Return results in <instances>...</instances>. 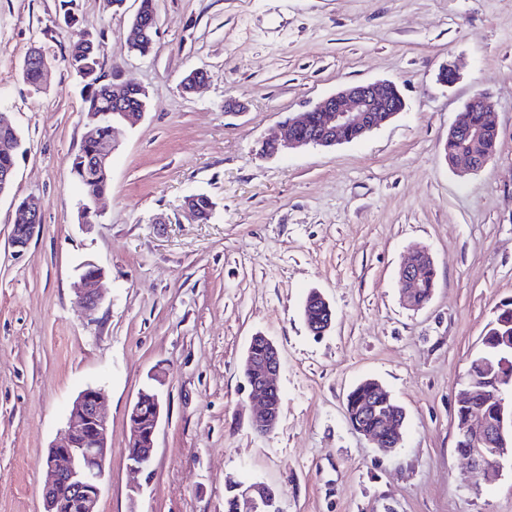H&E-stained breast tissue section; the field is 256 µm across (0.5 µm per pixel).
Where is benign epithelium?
I'll return each mask as SVG.
<instances>
[{"instance_id": "1", "label": "benign epithelium", "mask_w": 512, "mask_h": 512, "mask_svg": "<svg viewBox=\"0 0 512 512\" xmlns=\"http://www.w3.org/2000/svg\"><path fill=\"white\" fill-rule=\"evenodd\" d=\"M406 102L397 85L379 80L349 84L325 97L304 112H293L282 132L266 139L275 156L286 149L306 146L334 147L347 143L341 137L345 130L359 136L381 127L403 112ZM320 115L324 134L308 137L301 133L311 118ZM484 113L483 129L497 130L491 119L493 103L483 94L475 95L465 106L459 121L450 129L455 136L478 134L470 122L469 113ZM19 217L12 225L10 244L21 254L42 226L39 202L27 198L18 205ZM431 256L427 249L413 252L398 273L400 297L408 308L413 305L414 289L420 287L416 257ZM104 271L96 263L86 261L80 266L79 281L74 287L76 302L86 311L99 308L102 296L96 288ZM259 340L267 348L261 359L245 353L243 373L251 395L260 402L259 414L253 419L259 434L273 431L278 423L281 396L277 377L281 359L276 343L262 333ZM512 350V336H486L478 354L482 356V371L467 369L456 405L457 452L471 463V477L478 478L500 469L501 461L512 458V357L501 356L500 348ZM106 392L89 386L81 391L66 420L61 442L48 448L38 466L46 471L48 480L43 489V512H98L101 481L108 454L109 424L103 407ZM163 394L155 385L141 389L129 411L130 436L127 448L136 452L126 454L128 465L137 472L150 469L155 450V438L163 412ZM148 409L151 428L144 431L137 417ZM362 415L376 419L375 427L365 437L377 448L389 453L401 447L406 413L391 400L390 393L377 381H372V393L366 400ZM237 512H279L276 495L260 482L238 483L235 486Z\"/></svg>"}]
</instances>
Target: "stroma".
<instances>
[{
  "label": "stroma",
  "instance_id": "stroma-1",
  "mask_svg": "<svg viewBox=\"0 0 512 512\" xmlns=\"http://www.w3.org/2000/svg\"><path fill=\"white\" fill-rule=\"evenodd\" d=\"M139 0H0V111L23 139L0 197V512H43L38 462L84 388L107 394L110 450L99 512H224L228 480H258L280 512H512V464L469 484L456 451V397L488 323L512 301V0H156L147 56L127 35ZM101 43L104 82L148 93L112 154L111 188L89 227L68 173L87 121L65 56ZM40 48L41 87L21 66ZM460 65L450 86L437 75ZM208 79L185 92L190 70ZM394 82L406 109L365 137L264 158L290 113L349 83ZM498 141L480 172L444 153L475 94ZM240 100L245 111L230 112ZM215 204L206 221L186 197ZM40 199L23 254L15 201ZM428 247L431 300L409 310L397 273ZM102 267L87 314L72 285ZM330 302L307 329L311 290ZM282 357L277 428L254 432L241 359L255 334ZM166 407L149 471L129 470L128 409L152 374ZM380 381L406 412L401 448L356 432L347 393Z\"/></svg>",
  "mask_w": 512,
  "mask_h": 512
}]
</instances>
